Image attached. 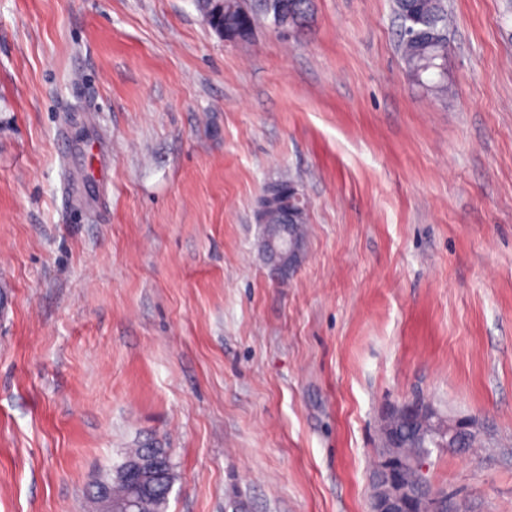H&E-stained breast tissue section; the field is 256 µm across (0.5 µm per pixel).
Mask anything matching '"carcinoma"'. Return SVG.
Segmentation results:
<instances>
[{
	"label": "carcinoma",
	"instance_id": "carcinoma-1",
	"mask_svg": "<svg viewBox=\"0 0 512 512\" xmlns=\"http://www.w3.org/2000/svg\"><path fill=\"white\" fill-rule=\"evenodd\" d=\"M195 9L210 28L232 27L241 19L248 23L247 39H252L259 24L263 22L274 25L271 8L280 3L295 16V25L306 21L312 0H224V11L216 10L214 0H192ZM395 14L399 21L408 22L415 17L419 23L413 32L401 31L399 50L405 63L410 79L419 86L426 87L443 96L448 93L447 73L441 70L448 59V9L444 0H394ZM307 217L297 219V222L283 229L279 224V216L271 218V224L264 227L261 240L262 249H267V240L273 234L288 237L305 236ZM401 434L405 437L404 447L399 453L408 457H419L427 448H434L425 434V427L419 426L411 429L405 424L401 427ZM157 454L164 462L162 482L156 495L145 498L139 502L138 512H167L169 495L164 493L165 487L174 484V464L171 453L167 448H146L140 446L125 452L121 460L112 466V469L100 477V480L110 485L112 499L125 500L130 497L131 489L120 476L118 469L130 460H142L149 453ZM401 479L409 486L422 488L428 495L436 498L435 512H448V497L432 486L427 477L414 467L401 470Z\"/></svg>",
	"mask_w": 512,
	"mask_h": 512
}]
</instances>
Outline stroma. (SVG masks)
Here are the masks:
<instances>
[{
  "label": "stroma",
  "instance_id": "1",
  "mask_svg": "<svg viewBox=\"0 0 512 512\" xmlns=\"http://www.w3.org/2000/svg\"><path fill=\"white\" fill-rule=\"evenodd\" d=\"M448 93L392 0L221 39L191 0H0V512H87L169 449L168 512H370L386 407L448 512H512V0H448ZM309 202L288 279L253 209ZM396 411L409 416L411 420L422 418L435 420L434 431L438 437L437 443L440 448H446L448 445V451L460 450L462 441L482 432V427L477 420L470 417H444L430 402L424 400H408L398 405L389 406L385 410L384 416ZM150 452L157 454L164 462V472L161 476L162 482L159 484L158 494L155 493V481H145L143 479V472L146 470L141 462L130 460H143ZM130 461V462H128ZM128 462V463H126ZM126 463L122 469L123 477L133 482L139 493L142 496H151L142 499L135 510L139 512H167L169 504V494H164L166 486L172 488L175 480L174 464L172 461L171 453L166 448H146L142 445L138 448H130L121 457V460L112 466V469L99 478L100 481L107 482L112 490V498L110 488L105 485L96 487L97 494L101 500L91 492L89 494V508L93 512H99L103 504L106 506L105 511L108 512H129L124 508H116L112 504V500H125L130 497L131 489L125 480L120 476L118 469ZM153 495V496H152ZM103 503V504H102Z\"/></svg>",
  "mask_w": 512,
  "mask_h": 512
}]
</instances>
